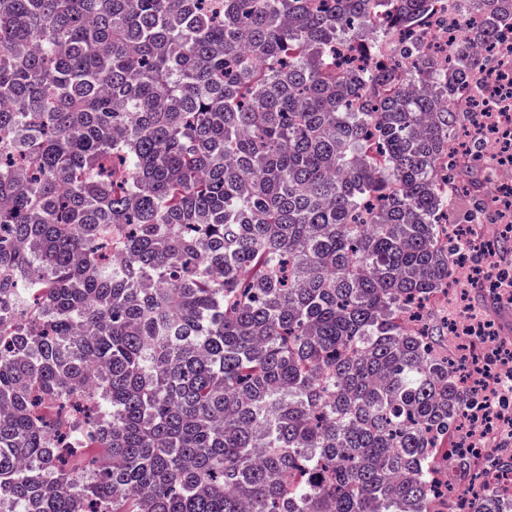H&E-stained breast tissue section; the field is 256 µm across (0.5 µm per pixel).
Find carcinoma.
<instances>
[{"label":"carcinoma","instance_id":"obj_1","mask_svg":"<svg viewBox=\"0 0 512 512\" xmlns=\"http://www.w3.org/2000/svg\"><path fill=\"white\" fill-rule=\"evenodd\" d=\"M435 2L0 0V512H458L485 398L416 303L453 191L494 221L442 157L512 0L445 71Z\"/></svg>","mask_w":512,"mask_h":512}]
</instances>
